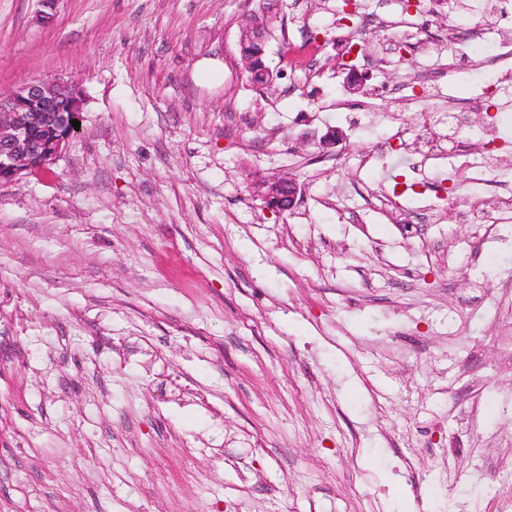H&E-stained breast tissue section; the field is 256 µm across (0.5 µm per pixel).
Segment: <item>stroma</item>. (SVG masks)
I'll use <instances>...</instances> for the list:
<instances>
[{
	"instance_id": "obj_1",
	"label": "stroma",
	"mask_w": 512,
	"mask_h": 512,
	"mask_svg": "<svg viewBox=\"0 0 512 512\" xmlns=\"http://www.w3.org/2000/svg\"><path fill=\"white\" fill-rule=\"evenodd\" d=\"M264 3L59 0L42 26L39 0H0V90L84 100L55 162L0 185V512H512V240L469 221L508 192L442 159L454 124L393 141L424 107L377 87L417 71L377 68L357 23V54L329 45L336 0H278L270 69L328 47L249 83ZM476 10L436 6L428 56ZM507 43L510 23L448 89L478 157L512 129L480 77ZM288 176L297 206L266 209L256 181ZM268 13H271V11L269 10L263 13L262 17L257 19L246 33L241 31L239 36V44L250 42L253 45V51L248 55H243L246 70L248 73L252 72L260 76H263L264 73L271 72L263 60L266 36L269 33V23L272 20V17L269 16ZM248 79L253 84H255V82L259 85L271 83L265 81L263 78H259L257 75L252 76L251 73H249Z\"/></svg>"
}]
</instances>
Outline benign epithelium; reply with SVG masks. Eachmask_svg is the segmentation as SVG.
Masks as SVG:
<instances>
[{"label": "benign epithelium", "mask_w": 512, "mask_h": 512, "mask_svg": "<svg viewBox=\"0 0 512 512\" xmlns=\"http://www.w3.org/2000/svg\"><path fill=\"white\" fill-rule=\"evenodd\" d=\"M271 20L265 12L239 36V43L253 45L243 60L254 74L270 72L263 55ZM81 110L79 91L68 83L42 81L7 94L0 91V184L42 170L58 158L75 133L71 121ZM258 196L266 208L282 213L296 207L300 191L295 180L277 178L261 181Z\"/></svg>", "instance_id": "benign-epithelium-1"}]
</instances>
